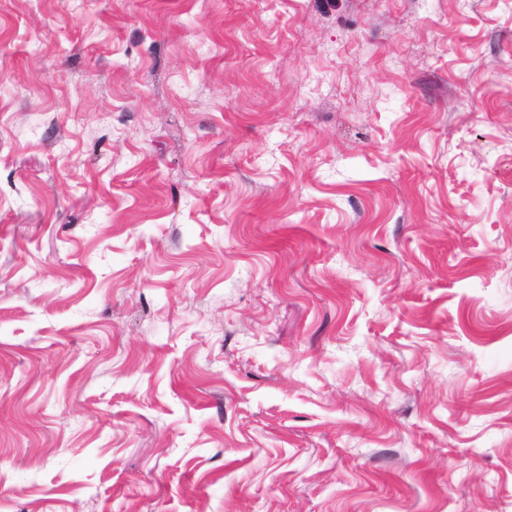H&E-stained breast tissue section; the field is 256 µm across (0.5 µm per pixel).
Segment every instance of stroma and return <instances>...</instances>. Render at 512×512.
Returning a JSON list of instances; mask_svg holds the SVG:
<instances>
[{"instance_id":"35a3bbf8","label":"stroma","mask_w":512,"mask_h":512,"mask_svg":"<svg viewBox=\"0 0 512 512\" xmlns=\"http://www.w3.org/2000/svg\"><path fill=\"white\" fill-rule=\"evenodd\" d=\"M0 512H512V0H0Z\"/></svg>"}]
</instances>
